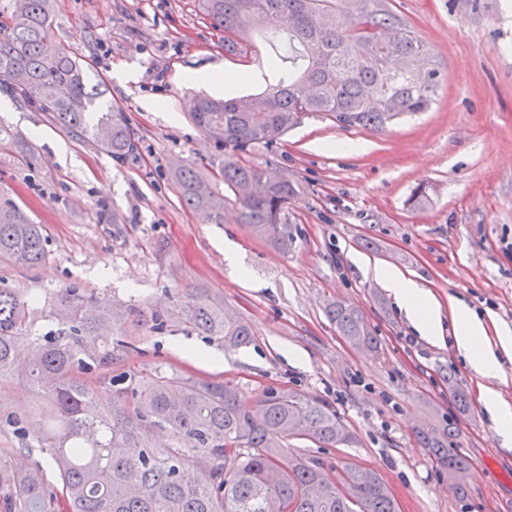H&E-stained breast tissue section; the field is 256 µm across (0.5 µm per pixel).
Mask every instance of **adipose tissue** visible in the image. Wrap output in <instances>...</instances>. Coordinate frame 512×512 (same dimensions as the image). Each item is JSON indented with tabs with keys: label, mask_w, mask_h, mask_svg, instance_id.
Returning a JSON list of instances; mask_svg holds the SVG:
<instances>
[{
	"label": "adipose tissue",
	"mask_w": 512,
	"mask_h": 512,
	"mask_svg": "<svg viewBox=\"0 0 512 512\" xmlns=\"http://www.w3.org/2000/svg\"><path fill=\"white\" fill-rule=\"evenodd\" d=\"M374 276L392 292L399 306L423 336L442 341V309H449L454 325L455 344L476 373L501 379L503 359H512V335L501 334L496 346H489L484 322L465 302L449 299L440 304L434 294L415 279L390 267H377Z\"/></svg>",
	"instance_id": "ef3b65f1"
}]
</instances>
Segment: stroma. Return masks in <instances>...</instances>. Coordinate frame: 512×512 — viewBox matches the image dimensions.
I'll use <instances>...</instances> for the list:
<instances>
[{"mask_svg":"<svg viewBox=\"0 0 512 512\" xmlns=\"http://www.w3.org/2000/svg\"><path fill=\"white\" fill-rule=\"evenodd\" d=\"M394 8L444 66L435 100L382 134L309 116L277 145L244 154L297 184L283 217L288 244L276 248L235 211L211 224L184 206L171 167L186 162L209 175L224 162L223 144L190 117L194 97L210 90L184 73H251L230 90L245 98L264 85L258 60L284 55V28L256 33L258 57L244 59L225 54L224 34L198 0H54L47 41L88 63L89 81L107 87L101 106L125 113L142 148L116 162L0 92V125L31 148L24 157L0 147V189L43 224L49 250L34 268L0 263V283L43 298L77 287L114 310L164 309L166 331L129 327L136 363L234 379L249 402L269 386L331 401L355 447L295 440L292 453L372 467L399 512H512V453L479 400L484 378L456 349L451 317L443 343L420 336L372 272L397 268L440 303L461 298L512 330V0H395ZM418 187L427 194L420 207L410 200ZM193 288L223 298L250 323L253 343L228 349L183 328V293ZM334 300L362 312L378 352L337 333L324 312ZM181 342L222 353L223 369L190 360ZM458 390L469 411L459 410ZM43 407L22 372L0 382V422L41 424ZM445 419L470 463L462 496L416 438Z\"/></svg>","mask_w":512,"mask_h":512,"instance_id":"35a3bbf8","label":"stroma"}]
</instances>
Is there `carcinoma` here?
<instances>
[{
    "mask_svg": "<svg viewBox=\"0 0 512 512\" xmlns=\"http://www.w3.org/2000/svg\"><path fill=\"white\" fill-rule=\"evenodd\" d=\"M0 23V91L34 105L113 160L139 151L124 112L107 107L88 85L87 67L48 43L53 0H11ZM210 24L224 31V53L248 57L253 35L272 22L288 24V48L300 63L271 71L273 84L241 103L196 99L191 116L224 143V186L235 196L238 221L274 246L288 241L283 222L295 183L267 181L265 170L237 155L272 146L313 113L337 125L381 133L401 118L428 111L443 67L392 0H199ZM183 204L212 224L224 223L228 201L202 172L173 166ZM48 251L41 225L12 199L0 198V260L34 267ZM35 294L0 286V380L18 365L17 346H31L25 377L51 402V420L20 453L22 467L0 462V512H397L379 473L367 466L329 465L289 452L288 440L320 448H351L356 436L328 401L280 386L268 387L250 407L232 379H203L160 365L131 364L136 339L121 318L78 288L66 289L50 317L56 328H33ZM325 313L354 346L378 351L360 311L341 301ZM182 324L245 347L254 333L203 289L185 294ZM172 438L153 441L157 430ZM448 481L466 492V456L454 446L455 424L417 431ZM50 457L54 481L34 451Z\"/></svg>",
    "mask_w": 512,
    "mask_h": 512,
    "instance_id": "obj_1",
    "label": "carcinoma"
}]
</instances>
